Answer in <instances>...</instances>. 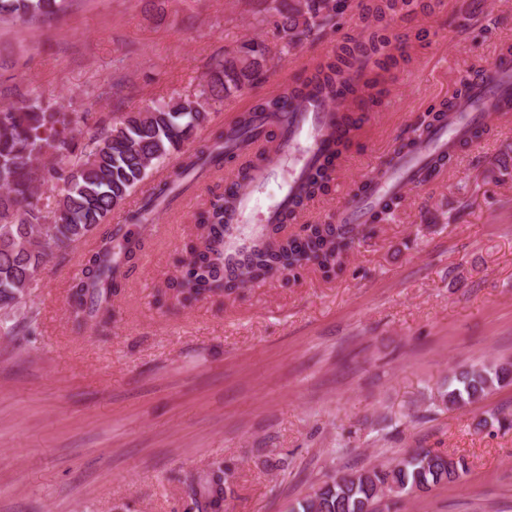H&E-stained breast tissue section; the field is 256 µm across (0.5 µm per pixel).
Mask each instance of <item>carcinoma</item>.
I'll use <instances>...</instances> for the list:
<instances>
[{
	"label": "carcinoma",
	"mask_w": 512,
	"mask_h": 512,
	"mask_svg": "<svg viewBox=\"0 0 512 512\" xmlns=\"http://www.w3.org/2000/svg\"><path fill=\"white\" fill-rule=\"evenodd\" d=\"M265 19L285 48L314 38L336 17V0H262ZM66 0H0V23L26 18L50 19L65 9ZM361 19L370 29L368 38L338 47L336 55L299 78L286 97H271L237 118L240 143L247 142L255 118L278 125L288 102L309 95L334 97L346 92L352 101L373 98L380 74L364 72L362 63L373 62L382 71L397 63L399 47L381 34L384 23L397 14L425 10L424 0H362ZM268 47L264 41L246 40L224 54L194 98H172L144 111L127 112L113 120L112 128L87 138L78 136L85 117L70 112L40 94L21 105L0 106V310H17L46 261L64 246L85 238L103 223L141 185L149 172L172 155L178 161L166 179L154 186L143 206L130 220L139 224L165 197L198 170L217 168L224 160L225 133L200 149L185 144L206 125L210 109L248 88L266 71ZM349 140L336 141V153L322 158L299 187L294 208L283 221L295 216L306 202L326 189L334 162ZM249 167L239 181L216 197L201 215L203 246L192 252L172 287L185 301H193L219 288L232 291L287 266L314 259L327 266L349 244L345 225L313 224L302 238L282 239L281 225H265L266 233L251 245L231 250L226 244L225 216L237 200L236 188L247 181ZM64 183L53 204L42 201L40 187ZM141 244L123 227H107L83 257L81 270L69 289L75 319L95 318L109 323L112 289L119 286L120 269L131 262ZM512 382V366L482 364L454 373L445 398L454 406L482 400L494 388ZM466 472L462 459L422 450L392 466L343 474L324 482L298 501L291 512H377L383 491L414 494L442 483L458 481ZM229 486L223 469L211 473L198 502L200 512H223Z\"/></svg>",
	"instance_id": "carcinoma-1"
}]
</instances>
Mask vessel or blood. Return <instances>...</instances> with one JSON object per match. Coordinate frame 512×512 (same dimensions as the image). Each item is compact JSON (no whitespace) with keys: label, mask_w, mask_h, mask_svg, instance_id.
Here are the masks:
<instances>
[{"label":"vessel or blood","mask_w":512,"mask_h":512,"mask_svg":"<svg viewBox=\"0 0 512 512\" xmlns=\"http://www.w3.org/2000/svg\"><path fill=\"white\" fill-rule=\"evenodd\" d=\"M469 93L471 108L453 113L448 121L438 124L429 136L428 149L416 147L403 153H388L386 162L391 170L390 177L369 181L364 196L342 208L340 222L362 223L370 210L378 207L385 198L415 183L418 173L427 168L432 154L455 152L470 129L485 120L491 101L511 99L512 57L499 58L477 78L470 80ZM339 121L338 106L322 98H313L291 115L288 124L279 127L273 163L256 170L247 188L238 193L235 211L229 217L234 240L244 241L260 225L279 222L282 212L291 204L304 172L321 152L332 147ZM273 183L279 186L277 197L270 204H262L260 193Z\"/></svg>","instance_id":"obj_1"}]
</instances>
